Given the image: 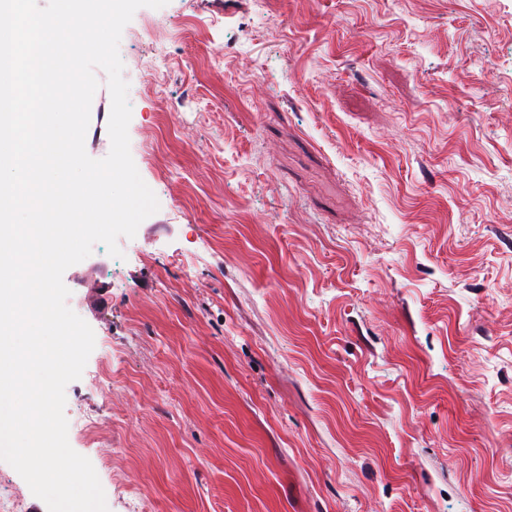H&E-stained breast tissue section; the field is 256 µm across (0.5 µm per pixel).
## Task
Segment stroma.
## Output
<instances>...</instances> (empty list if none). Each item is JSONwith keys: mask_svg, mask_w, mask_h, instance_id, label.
Instances as JSON below:
<instances>
[{"mask_svg": "<svg viewBox=\"0 0 512 512\" xmlns=\"http://www.w3.org/2000/svg\"><path fill=\"white\" fill-rule=\"evenodd\" d=\"M119 53L159 209L63 275L109 512H512V0H169ZM0 512H48L2 461Z\"/></svg>", "mask_w": 512, "mask_h": 512, "instance_id": "35a3bbf8", "label": "stroma"}]
</instances>
